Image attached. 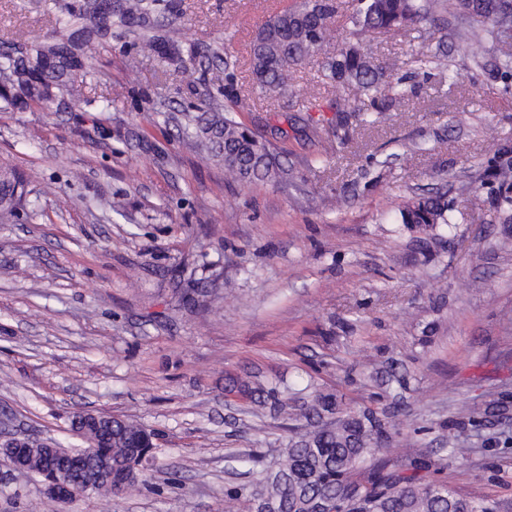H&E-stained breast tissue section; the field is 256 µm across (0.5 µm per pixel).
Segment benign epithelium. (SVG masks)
<instances>
[{
  "label": "benign epithelium",
  "mask_w": 512,
  "mask_h": 512,
  "mask_svg": "<svg viewBox=\"0 0 512 512\" xmlns=\"http://www.w3.org/2000/svg\"><path fill=\"white\" fill-rule=\"evenodd\" d=\"M112 420V416L101 413H78L71 432L84 443L81 448L67 450L52 440L40 442V476L47 495L69 500L103 487L112 488V460L100 454L101 443L112 428ZM29 451L27 442L10 439L0 443V454L6 456L18 472L30 470Z\"/></svg>",
  "instance_id": "7a95c632"
}]
</instances>
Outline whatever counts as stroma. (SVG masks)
Masks as SVG:
<instances>
[{
	"instance_id": "obj_1",
	"label": "stroma",
	"mask_w": 512,
	"mask_h": 512,
	"mask_svg": "<svg viewBox=\"0 0 512 512\" xmlns=\"http://www.w3.org/2000/svg\"><path fill=\"white\" fill-rule=\"evenodd\" d=\"M292 2L178 0L181 51L221 58L178 67L112 35L47 106L0 111V172L34 177L0 218V438L78 445L80 411L157 433L150 485L109 501H53L0 455V512H229L226 490L300 433L240 392L259 384L372 410L392 424L382 459L512 501V222L490 175L512 149V75L465 57L452 17L437 40L370 37L406 91L379 122L336 116L316 60L266 97L251 42ZM59 13L0 0V41L45 37ZM418 48L444 65H407ZM228 83L226 108L284 152L288 184L226 179L181 138L182 110ZM434 194L452 225L397 222ZM453 435L466 458H449Z\"/></svg>"
}]
</instances>
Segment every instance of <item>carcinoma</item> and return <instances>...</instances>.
<instances>
[{"instance_id":"carcinoma-1","label":"carcinoma","mask_w":512,"mask_h":512,"mask_svg":"<svg viewBox=\"0 0 512 512\" xmlns=\"http://www.w3.org/2000/svg\"><path fill=\"white\" fill-rule=\"evenodd\" d=\"M98 0H83L80 8L61 7L50 36L27 43L26 53L10 44L0 51V79L15 90L3 94L0 110L21 98L47 102L52 89L72 84L75 74L89 73L84 45L65 48L77 30L93 32ZM335 0H295L286 14H277L258 28L251 49V67L263 92L286 93L295 67L321 55L335 35ZM168 20V32L156 28L157 15ZM476 19L479 31L460 28L457 40L463 53L478 62L512 39V0H357L348 16V41L334 57L322 62L323 76L342 86L348 95L336 96L338 112H363L367 102L374 109L405 97V91L387 80L383 68L371 61L361 40L373 32L427 34L445 29L448 16ZM182 13L175 0H113L111 27L132 34L141 47L164 59L185 66L197 58L195 50L183 56L170 34L180 25ZM191 143L211 158L224 163L235 179L280 183L288 168L269 140L221 112L213 96L195 106ZM492 176L506 191H512V152L498 151ZM29 179L16 176L0 181V207L12 214L22 207ZM403 224L448 223V200L443 195L423 196L400 209ZM254 391L274 400L291 418L304 419V432L279 449L280 461L272 469L255 474L246 488V512H512L489 498L470 496L445 482L428 480L408 464L390 465L378 459L390 437V422L371 411L343 410L337 398L314 393L299 407H286L274 387ZM142 424L128 419L113 421L112 447L104 452L112 460L113 484L134 487L152 478L154 449L131 448L128 442L147 434Z\"/></svg>"}]
</instances>
